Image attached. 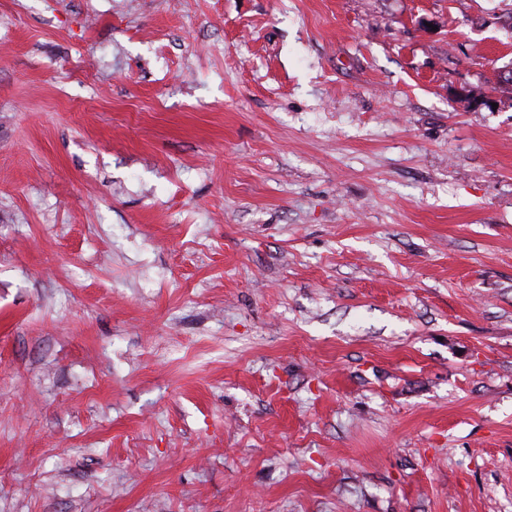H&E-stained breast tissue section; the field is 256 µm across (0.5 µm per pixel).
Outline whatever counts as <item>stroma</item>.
<instances>
[{"label": "stroma", "mask_w": 512, "mask_h": 512, "mask_svg": "<svg viewBox=\"0 0 512 512\" xmlns=\"http://www.w3.org/2000/svg\"><path fill=\"white\" fill-rule=\"evenodd\" d=\"M512 0H0V512H512Z\"/></svg>", "instance_id": "stroma-1"}]
</instances>
